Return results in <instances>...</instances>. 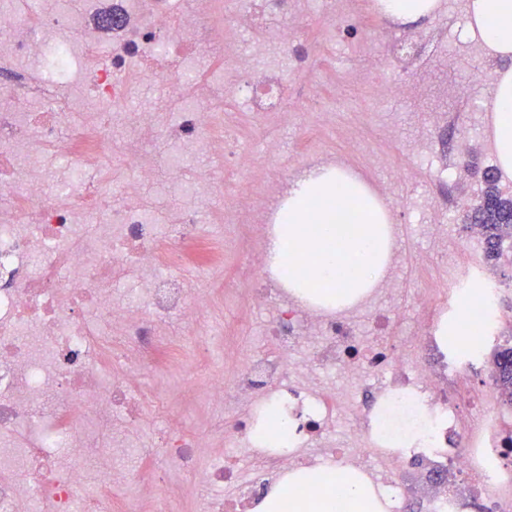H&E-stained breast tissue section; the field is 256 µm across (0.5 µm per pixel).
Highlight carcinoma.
Returning <instances> with one entry per match:
<instances>
[{"label":"carcinoma","instance_id":"obj_1","mask_svg":"<svg viewBox=\"0 0 512 512\" xmlns=\"http://www.w3.org/2000/svg\"><path fill=\"white\" fill-rule=\"evenodd\" d=\"M480 199L485 207L470 209V223L481 226L484 237L485 259L499 261L503 244L512 240V199L506 198L497 184L488 183ZM493 384L504 402L512 405V346L498 349L492 356Z\"/></svg>","mask_w":512,"mask_h":512}]
</instances>
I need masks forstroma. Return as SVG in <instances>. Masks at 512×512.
Masks as SVG:
<instances>
[{
	"mask_svg": "<svg viewBox=\"0 0 512 512\" xmlns=\"http://www.w3.org/2000/svg\"><path fill=\"white\" fill-rule=\"evenodd\" d=\"M466 0H437L431 18L421 27L410 28L393 24L394 34L413 39L418 51L415 64L406 71L408 77H418L420 70H435L439 78L452 82L468 81L473 67L484 74L481 85L475 86L472 97L466 101L449 103L442 116H435V99L411 101L390 92L375 99L364 90L344 91L324 83L314 91L321 102L335 114L336 129L329 132L311 125L305 114H297L294 123L277 129L289 168L304 170L321 162L340 161L353 169L362 170L364 177L385 199L395 215L397 224L399 274L406 289L397 299L382 298L374 304L354 312L360 327H367L380 313L391 315L389 333L395 337L433 332L438 321L435 308H422L416 303L418 294H429L441 299L450 291L454 274L468 266L482 267L485 275L497 281L500 292L497 305L502 313L512 314V282L505 280L501 267L487 263L482 246L467 242L466 207L475 203L483 188L482 173L495 168L496 158L491 137V116L482 107L498 75V62L486 55L475 42L466 40ZM379 26L373 19H363L355 29H332L319 10H312L306 23L297 31L299 41L312 44L324 42V57L330 58L337 71L359 68L370 69L371 80H387L392 76L388 66L392 46L388 37L378 34ZM362 117L364 137L368 145L386 147L392 159L404 171L394 177L386 169H362L358 157L346 143L355 117ZM428 131L434 160L468 163L472 172L445 181L437 180L432 166L420 164L418 154L422 145L421 131ZM443 214L444 231L453 246L448 252L434 250L428 226L433 214ZM243 262L242 254L224 256V302L211 314L214 327L224 330L221 347L211 354V364L224 366L226 350L275 351L272 337L267 336L269 313L250 307L235 292L234 282ZM512 345V324L500 325L488 339L481 361L465 374L464 385L481 396L482 406L497 412L510 413L512 407L504 404L499 394L490 390L491 359L498 346ZM189 370L188 365L161 367L139 372L135 389L144 396H153L164 390L171 397L173 418L181 420L187 431L213 433L217 421L205 395L185 399L181 387Z\"/></svg>",
	"mask_w": 512,
	"mask_h": 512,
	"instance_id": "obj_1",
	"label": "stroma"
}]
</instances>
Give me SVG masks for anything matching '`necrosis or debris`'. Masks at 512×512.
Wrapping results in <instances>:
<instances>
[{"mask_svg": "<svg viewBox=\"0 0 512 512\" xmlns=\"http://www.w3.org/2000/svg\"><path fill=\"white\" fill-rule=\"evenodd\" d=\"M25 4L21 11L0 0V512H113L115 484L153 491L163 480L154 467H123L164 400L134 393L137 372L175 361L178 336L193 337L204 357L214 345L203 330L214 296L192 291L177 268L213 278L224 266L217 225L265 223L259 193L278 194L288 180L280 140L264 135L261 161L242 152L224 102L287 125L299 88L285 71H307L314 57L295 44L306 0H244L231 10L222 0ZM108 9L122 35L106 67L100 19ZM159 83L174 108L129 106L134 87ZM117 129L124 146L116 157ZM49 151L67 166L61 181L46 176ZM168 160L175 172L159 178ZM116 163L125 174L118 183ZM147 183L178 206H147ZM230 185L235 204L210 212ZM205 211L214 230L200 220ZM242 271L259 284L251 303L272 311L278 352L238 353L230 374L207 380L211 406L233 412L221 423V447L177 421L159 441L182 479L210 488L202 512H252L283 473L324 465L365 474L393 512H412L415 493L403 477L423 466L436 487L425 512H467L474 495L487 512H512L500 419L452 390L478 351L452 358L427 335L391 344L382 336L386 315L363 334L345 317L282 300L262 252L247 253ZM124 281L134 291H118ZM327 372L344 375L360 397L318 383ZM272 402L296 426L293 447L253 440ZM374 410L385 411L393 432L420 431L423 441L380 445L369 432ZM348 416L354 425L335 441ZM452 474L470 481V494L449 490Z\"/></svg>", "mask_w": 512, "mask_h": 512, "instance_id": "4bbe7bcc", "label": "necrosis or debris"}]
</instances>
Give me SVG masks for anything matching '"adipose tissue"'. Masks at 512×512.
I'll return each mask as SVG.
<instances>
[{
    "instance_id": "1",
    "label": "adipose tissue",
    "mask_w": 512,
    "mask_h": 512,
    "mask_svg": "<svg viewBox=\"0 0 512 512\" xmlns=\"http://www.w3.org/2000/svg\"><path fill=\"white\" fill-rule=\"evenodd\" d=\"M466 33L501 69L485 102L497 166L512 178V0H468ZM389 207L356 174L306 170L290 187L266 244L273 276L304 300L340 308L365 299L396 245ZM389 499L361 474L333 466L288 474L255 512H390Z\"/></svg>"
}]
</instances>
